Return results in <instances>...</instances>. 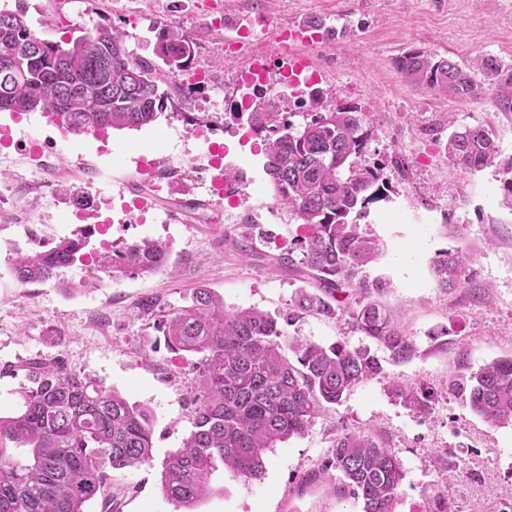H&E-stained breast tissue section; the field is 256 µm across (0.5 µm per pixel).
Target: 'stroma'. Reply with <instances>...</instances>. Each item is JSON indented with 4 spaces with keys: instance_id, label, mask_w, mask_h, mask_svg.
<instances>
[{
    "instance_id": "obj_1",
    "label": "stroma",
    "mask_w": 512,
    "mask_h": 512,
    "mask_svg": "<svg viewBox=\"0 0 512 512\" xmlns=\"http://www.w3.org/2000/svg\"><path fill=\"white\" fill-rule=\"evenodd\" d=\"M27 20L41 38L62 41L100 23L119 27L137 55L152 57L153 25H179L195 44V66L213 86L174 93L165 113L139 130L103 135L67 134L53 146L56 172L42 176L28 205L14 187L21 167H0V362L63 357L69 372L89 375L154 414L152 463L111 473L112 512H176L163 494L160 470L192 429L197 385L195 354L171 351L157 315L140 303L157 298L162 311L183 305L195 289L208 288L229 307H254L285 315L303 277L276 266L294 235L286 212L275 208L265 158L241 130L216 135L236 172L242 201L233 219L225 202L210 196L199 165L205 141L189 134L187 112L224 113L229 107L240 56L227 53L221 34L207 30L204 13L266 18L270 30H296L322 20L317 42L292 43L335 91L370 117V141L362 157L370 164L399 154L409 179L388 170L386 200L371 205L361 221L377 240L378 258L357 273L369 294L411 336L418 355L411 362H384L382 375L350 391L342 403L316 419L301 437L269 449L264 474L246 480L228 470L211 477L212 494L196 512H362L361 504L311 480L337 432L374 430L400 459L405 479L397 512H437L440 482L436 455L457 462L461 476L452 489L458 512H498L512 497V428H493L473 414L446 386L462 366L479 368L512 357V208L503 196L502 166L512 160V112L499 111L491 89L467 101L420 91L396 71L394 60L413 48L466 61L478 54L512 66V0H26ZM492 128L501 154L479 172L450 166L444 155L449 131L443 123ZM47 117L39 112H0V137L20 145L45 138ZM170 173L169 187L149 192L142 158ZM145 197L144 222L125 241L170 240L169 265L157 273L108 275L92 240L88 256L59 270L53 279L19 287L10 260L13 249L56 244L69 235L62 219L73 202L93 198L87 223L129 220L128 205ZM200 202V210L179 201ZM248 236L256 251L243 258L230 237ZM468 249L474 276L466 288H437L430 263L437 252ZM317 343L365 339L346 318L310 315L287 327ZM404 381L438 390L424 413L415 412L390 389Z\"/></svg>"
}]
</instances>
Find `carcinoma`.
<instances>
[{
	"label": "carcinoma",
	"instance_id": "carcinoma-1",
	"mask_svg": "<svg viewBox=\"0 0 512 512\" xmlns=\"http://www.w3.org/2000/svg\"><path fill=\"white\" fill-rule=\"evenodd\" d=\"M126 34L110 24L62 43L40 38L28 25L26 0L0 9V112H43L62 118L78 133L139 129L154 123L171 94L160 90L192 67L194 42L174 24L157 28L154 54L161 63L129 51ZM412 86L466 100L482 84L476 69L496 91V106L512 112V67L481 55L465 68L451 58L411 49L394 61ZM336 94L309 98L303 123L296 126L264 99L250 113L252 129L264 147V171L276 205L304 228L276 265L309 278L286 316L293 325L313 313L325 318L347 314L353 331L369 345L323 346L284 334L278 318L256 308L226 307L207 288L188 304L162 316L159 327L173 351L199 355L194 366L193 430L162 463L163 493L180 509L210 492L213 472L227 467L253 478L263 473L265 452L304 435L320 415L340 404L359 384L383 372L377 351L395 364L418 353L411 337L392 325L375 301L363 298L343 309L356 269L378 254V243L360 231L368 205L385 198V169L405 179L403 159L362 164L370 132L368 115L355 104H334ZM500 149L489 127L464 126L445 144L448 163L467 172L495 164ZM89 238H66L49 249H13L11 273L21 287L50 280L60 268L85 255ZM166 245L142 239L117 257L102 255L99 267L110 273H155L168 263ZM472 258L461 248L441 251L432 260L437 287L463 288L471 279ZM26 370L21 404L0 415V512H85L102 498L112 505L111 470L153 460V415L94 378L67 371L60 360L0 365V378ZM449 388L492 427L512 426V358L478 370L463 367ZM392 392L424 413L436 392L403 383ZM335 471L343 492L362 503V512H395L405 478L402 464L384 440L366 432L336 435L319 470Z\"/></svg>",
	"mask_w": 512,
	"mask_h": 512
}]
</instances>
